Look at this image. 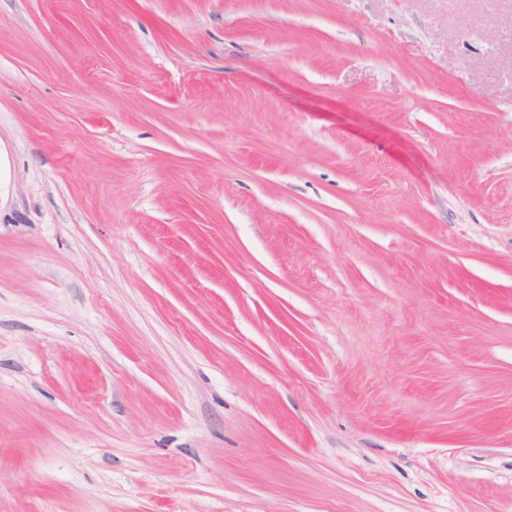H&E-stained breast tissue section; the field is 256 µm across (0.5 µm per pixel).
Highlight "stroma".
<instances>
[{"label": "stroma", "mask_w": 512, "mask_h": 512, "mask_svg": "<svg viewBox=\"0 0 512 512\" xmlns=\"http://www.w3.org/2000/svg\"><path fill=\"white\" fill-rule=\"evenodd\" d=\"M0 512H512V0H0Z\"/></svg>", "instance_id": "35a3bbf8"}]
</instances>
